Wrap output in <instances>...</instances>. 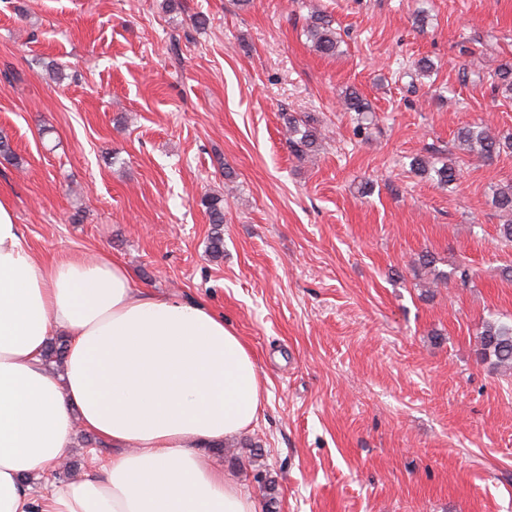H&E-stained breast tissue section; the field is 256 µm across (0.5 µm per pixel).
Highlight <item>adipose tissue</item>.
I'll return each instance as SVG.
<instances>
[{
  "mask_svg": "<svg viewBox=\"0 0 512 512\" xmlns=\"http://www.w3.org/2000/svg\"><path fill=\"white\" fill-rule=\"evenodd\" d=\"M59 333L56 375L44 351ZM264 398L222 317L137 286L104 252L37 257L0 201V512H260L207 451L254 425ZM80 428L112 458L34 495Z\"/></svg>",
  "mask_w": 512,
  "mask_h": 512,
  "instance_id": "adipose-tissue-1",
  "label": "adipose tissue"
}]
</instances>
